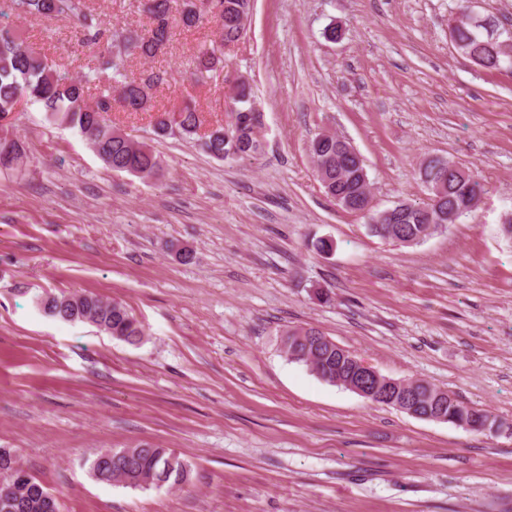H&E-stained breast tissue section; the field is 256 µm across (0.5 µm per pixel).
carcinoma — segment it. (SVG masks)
Listing matches in <instances>:
<instances>
[{
	"mask_svg": "<svg viewBox=\"0 0 512 512\" xmlns=\"http://www.w3.org/2000/svg\"><path fill=\"white\" fill-rule=\"evenodd\" d=\"M8 11L47 20L64 17L73 22L81 41L98 49L97 64L81 79H74L47 56L32 49L23 33L0 26V120L23 103L39 104L49 123L75 129L87 139L93 151L112 170L126 172L141 179L162 175L164 161L151 146L130 139L121 128L105 118L112 111V101L123 112H142L150 96L148 90L163 84L164 75L157 73L142 83L128 75L129 63L139 56L150 59L171 37L173 29L198 27L209 15L219 28L221 43L240 40L237 25L239 0H184L182 8L172 10L171 0H148L149 24L141 32L125 28L103 29L85 0H6ZM458 49L475 64L489 70L512 66V53L506 54L501 42L492 43L485 32L464 22L457 28ZM224 67L221 49L205 43L197 47L192 61L195 82ZM251 87L241 84L235 97L238 106L226 125H218L201 135L205 120L195 105L157 110L154 130L168 135L169 122L179 118L180 137L194 140L201 149L217 160H243L259 152L256 118L245 120L253 112ZM336 138L323 140L320 150L309 145L312 159L321 167L319 181L326 195L339 202L358 199L365 188L358 170L349 167V159L339 165L327 164L336 156ZM24 151L14 136L12 125L0 123V169L21 170ZM445 204L448 210L464 217L477 207L484 185L476 178L462 179L451 173L445 180ZM432 225L416 212L402 215L396 224L382 229L396 237L418 245L435 235ZM48 315L66 321L92 324L111 336L129 344L138 342L143 329L134 315L119 302H107L92 293L51 294L40 300ZM283 351L292 362L305 365L312 373L330 384L347 379L355 368L350 355L326 342L324 333L314 327L288 330L282 339ZM439 387L420 382L416 393L417 411L441 416L444 421L476 433L499 434L512 425L485 409L477 408L453 394L436 397ZM91 474L99 481L127 487L150 489L186 485L190 465L166 448L146 444L134 448H110L94 455L89 462ZM0 474L6 486H0V512H58L51 493L23 472L13 453L0 448Z\"/></svg>",
	"mask_w": 512,
	"mask_h": 512,
	"instance_id": "1",
	"label": "carcinoma"
}]
</instances>
